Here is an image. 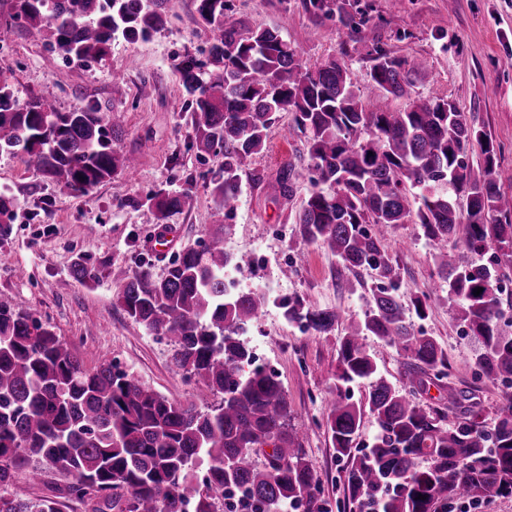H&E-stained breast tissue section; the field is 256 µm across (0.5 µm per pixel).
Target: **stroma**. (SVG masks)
<instances>
[{"instance_id": "1", "label": "stroma", "mask_w": 512, "mask_h": 512, "mask_svg": "<svg viewBox=\"0 0 512 512\" xmlns=\"http://www.w3.org/2000/svg\"><path fill=\"white\" fill-rule=\"evenodd\" d=\"M332 9L310 13L306 0H227L225 22L246 31L279 29L309 66L344 60L363 95H374L369 52L417 58L424 76L408 99L444 98L473 114L492 140L502 169H512V0H328ZM213 28L199 17L193 0H174L163 29L146 41H114L107 55L84 64L66 60L45 44L43 32L0 24V78L20 100L54 91L59 110L99 107L124 117V131L112 143L133 157L135 176L77 194L0 155V194L12 197L15 217L0 237V296L34 313L64 340L92 371L110 363L144 386L179 402L197 405L214 398L196 380L176 370L167 339L149 335L117 301L126 276L149 265L163 276L179 251L202 248L206 227L226 221L212 192L218 169L213 157H199L189 133L191 98L174 60L184 53L205 57ZM304 137L282 117L263 148L240 174V204L225 249L238 267V287L263 291L273 304L245 338L274 369L288 394L292 426L319 480L330 512H350L345 500V462L336 458L325 425L335 396L339 339L362 320L379 285L375 271L346 269L318 245L302 240L296 217L308 184L282 195L281 167L306 156ZM191 188L189 208L157 222L148 194ZM176 232V247L158 253L153 242L163 228ZM386 249L399 272L403 301L429 295L426 319L415 330L434 337L448 355L449 381L478 402L484 418L512 396V388L475 374L477 341L462 332L448 285L438 275L435 249L417 224L394 226ZM95 277L79 280L76 265ZM299 297L305 304L333 308L335 331L315 335L288 323L275 302Z\"/></svg>"}]
</instances>
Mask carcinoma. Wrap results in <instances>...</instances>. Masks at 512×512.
I'll use <instances>...</instances> for the list:
<instances>
[{
    "label": "carcinoma",
    "mask_w": 512,
    "mask_h": 512,
    "mask_svg": "<svg viewBox=\"0 0 512 512\" xmlns=\"http://www.w3.org/2000/svg\"><path fill=\"white\" fill-rule=\"evenodd\" d=\"M8 2V17L44 31L50 50L87 62L103 59L116 39L159 31L172 0ZM196 2L215 36L205 59L186 54L176 70L192 96V145L224 158L213 180L224 217L237 209L241 167L287 112L309 144L306 167L290 164L277 178L283 195L300 178L312 186L297 217L300 236L383 282L363 321L340 338L337 398L326 418L336 458L348 460L352 512H453L462 502L512 496V397L490 427L474 403L450 423L444 408L415 401L430 381L448 377V356L433 337L413 331L411 316L426 318L429 297L405 306L385 250L390 228L421 225L438 246L448 299L460 301L464 331L481 345L475 367L512 386V330L500 323L502 281L512 278V194L502 186L512 172L496 164L494 146L453 101L391 108L425 73L421 62L372 48L369 76L380 94L365 98L345 63L309 67L278 30L244 34L224 25L225 0ZM122 131L114 112L88 105L62 112L42 95L20 104L0 80V153L75 193L135 170L132 158L112 151ZM476 145L485 156L481 178L467 162ZM192 200L188 189L149 197L163 225ZM13 217V199L1 195L0 236ZM229 229L212 225L203 250L182 251L160 280L141 266L118 293L134 322L169 339L173 365L218 397L202 408L173 402L110 364L85 370L49 325L0 298V512H61L67 496L91 502L93 512H185L189 501L195 512H328L290 431L283 384L243 338L268 298L226 286L236 269L224 249ZM462 249L500 255L473 265ZM279 307L288 322L318 334L340 320L337 311L298 298ZM368 335L406 359L405 383L379 369L364 346ZM360 383L363 399L354 402L343 390ZM366 412L377 432L361 447ZM34 457L70 477L58 498L32 501L17 485V472ZM200 459L206 468L198 474Z\"/></svg>",
    "instance_id": "cac0c4a2"
}]
</instances>
